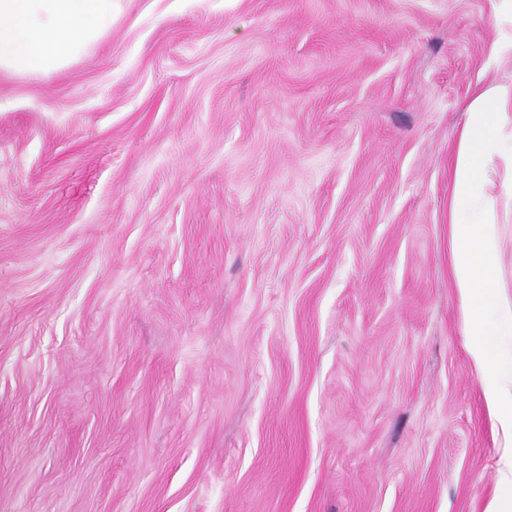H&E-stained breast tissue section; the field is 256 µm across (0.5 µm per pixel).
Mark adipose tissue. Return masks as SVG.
I'll return each mask as SVG.
<instances>
[{
	"label": "adipose tissue",
	"mask_w": 512,
	"mask_h": 512,
	"mask_svg": "<svg viewBox=\"0 0 512 512\" xmlns=\"http://www.w3.org/2000/svg\"><path fill=\"white\" fill-rule=\"evenodd\" d=\"M113 0H0V72L46 77L112 27ZM449 204L451 253L469 350L503 439L508 488L487 512H512V360L496 348L512 336V302L499 288L497 209L512 206V84L473 100L460 132Z\"/></svg>",
	"instance_id": "adipose-tissue-1"
}]
</instances>
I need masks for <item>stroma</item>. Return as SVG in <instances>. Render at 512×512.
Returning a JSON list of instances; mask_svg holds the SVG:
<instances>
[{
  "label": "stroma",
  "instance_id": "1",
  "mask_svg": "<svg viewBox=\"0 0 512 512\" xmlns=\"http://www.w3.org/2000/svg\"><path fill=\"white\" fill-rule=\"evenodd\" d=\"M492 0H116L0 74V512H486L452 270Z\"/></svg>",
  "mask_w": 512,
  "mask_h": 512
}]
</instances>
